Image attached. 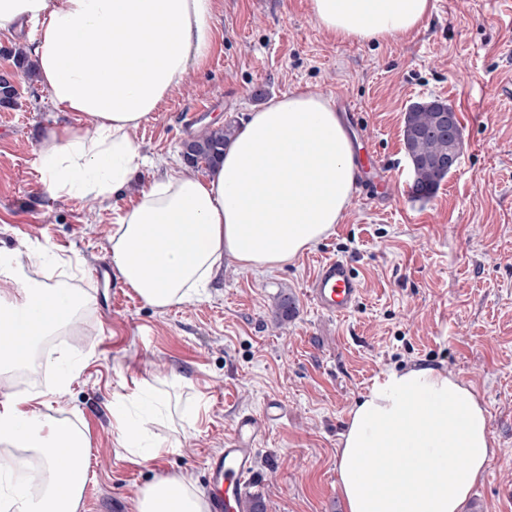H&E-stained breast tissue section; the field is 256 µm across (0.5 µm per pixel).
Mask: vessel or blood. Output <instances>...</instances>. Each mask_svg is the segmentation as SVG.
<instances>
[{"mask_svg": "<svg viewBox=\"0 0 512 512\" xmlns=\"http://www.w3.org/2000/svg\"><path fill=\"white\" fill-rule=\"evenodd\" d=\"M362 292L361 281L348 261L338 258L322 260L308 282L312 304L330 316L348 315ZM277 401H268L262 415L244 414L234 423L230 446L208 456L206 468L210 493V512H250L247 483L255 470L257 442L266 425L279 412Z\"/></svg>", "mask_w": 512, "mask_h": 512, "instance_id": "vessel-or-blood-1", "label": "vessel or blood"}]
</instances>
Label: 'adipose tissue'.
Returning <instances> with one entry per match:
<instances>
[{
	"label": "adipose tissue",
	"mask_w": 512,
	"mask_h": 512,
	"mask_svg": "<svg viewBox=\"0 0 512 512\" xmlns=\"http://www.w3.org/2000/svg\"><path fill=\"white\" fill-rule=\"evenodd\" d=\"M336 39L379 42L419 29L430 0H308ZM215 0H0V31L24 20L36 33L26 51L57 111L38 164L46 194L94 203L121 197L146 165L133 133L178 91L214 48ZM360 169L332 99L307 91L250 112L204 176L174 167L141 182L131 207L116 208L112 269L156 308L209 288L225 259L272 270L332 234L358 191ZM0 369L31 360L91 296L66 281L37 282L0 249ZM37 394L0 401V442L30 451L46 478L38 494L16 480L18 461L0 460V503L13 512H77L90 471L86 430L39 414ZM494 457L488 414L464 383L436 368L390 371L350 411L340 442L345 512H463ZM67 477L53 478L58 469ZM133 512H208L184 477L159 479Z\"/></svg>",
	"instance_id": "obj_1"
}]
</instances>
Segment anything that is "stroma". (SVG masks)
<instances>
[{
  "label": "stroma",
  "instance_id": "1",
  "mask_svg": "<svg viewBox=\"0 0 512 512\" xmlns=\"http://www.w3.org/2000/svg\"><path fill=\"white\" fill-rule=\"evenodd\" d=\"M418 33L380 43L338 40L308 0H217L206 64L133 134L153 161L182 163L185 141L216 121L241 126L274 97L307 90L351 105L389 170L385 195H354L333 233L268 272L225 260L206 296L158 309L120 281L97 287L108 264L111 203L42 192L37 156L56 111L37 77L9 57L34 24L0 36V74L17 94L0 106V248L34 261L35 279L60 273L36 254L73 261L70 283L88 313L45 337L32 360L0 371V400L41 394L43 414L87 429L91 479L78 512H129L145 485L184 476L207 491L205 459L228 444L239 413L283 411L258 442L248 493L266 512H344L337 460L357 399L383 374L445 371L483 402L494 459L465 512H512V0H432ZM440 97L461 124L459 162L427 200L408 195L403 146L409 105ZM348 260L363 291L343 317L319 312L305 290L319 261ZM296 307L276 316L282 295ZM79 368L66 392L61 373ZM165 446L131 461L113 402Z\"/></svg>",
  "mask_w": 512,
  "mask_h": 512
}]
</instances>
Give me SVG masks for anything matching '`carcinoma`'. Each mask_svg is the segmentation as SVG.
Masks as SVG:
<instances>
[{"instance_id":"obj_1","label":"carcinoma","mask_w":512,"mask_h":512,"mask_svg":"<svg viewBox=\"0 0 512 512\" xmlns=\"http://www.w3.org/2000/svg\"><path fill=\"white\" fill-rule=\"evenodd\" d=\"M448 110H452L448 101L432 98L413 103L405 114L403 141L412 168L408 193L413 199L433 197L452 171L448 160L460 155L459 119L451 125L439 119V114ZM233 134L234 126L226 125L188 142L185 154L190 164L196 166L203 161L215 165Z\"/></svg>"}]
</instances>
